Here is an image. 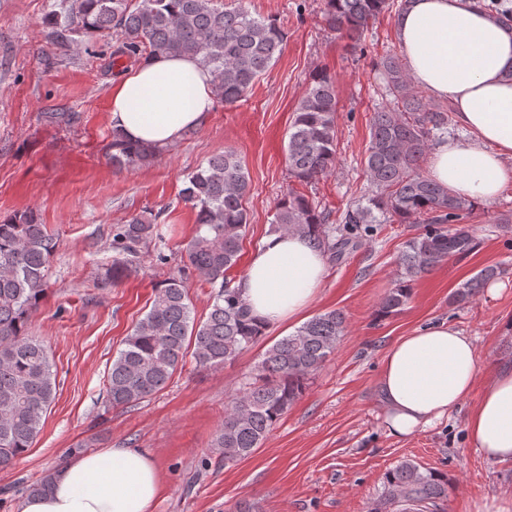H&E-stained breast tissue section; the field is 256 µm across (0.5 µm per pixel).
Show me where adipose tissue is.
<instances>
[{
  "instance_id": "obj_1",
  "label": "adipose tissue",
  "mask_w": 512,
  "mask_h": 512,
  "mask_svg": "<svg viewBox=\"0 0 512 512\" xmlns=\"http://www.w3.org/2000/svg\"><path fill=\"white\" fill-rule=\"evenodd\" d=\"M396 37L413 84L449 101L466 141L437 144L431 179L470 201H495L512 182V29L474 0H411ZM215 106L211 75L196 58L159 55L112 88L109 121L132 142L165 147L204 123ZM326 273L306 236L278 232L252 255L238 285L266 328L300 320ZM480 372L474 339L447 323L398 337L379 374L384 424L408 437L447 417L471 395ZM476 451L512 463V365L499 366L466 420ZM160 493L153 457L133 448L73 455L50 489L26 497L21 512H151Z\"/></svg>"
}]
</instances>
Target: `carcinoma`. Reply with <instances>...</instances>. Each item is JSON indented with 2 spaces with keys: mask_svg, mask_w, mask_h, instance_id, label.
I'll return each instance as SVG.
<instances>
[{
  "mask_svg": "<svg viewBox=\"0 0 512 512\" xmlns=\"http://www.w3.org/2000/svg\"><path fill=\"white\" fill-rule=\"evenodd\" d=\"M392 0H324L326 28L355 45ZM56 43L69 46L88 34L115 39L112 65L142 62L152 55L197 57L210 70L215 99L234 103L251 89L279 56L287 34L276 20L255 17L222 0H61L51 13ZM385 95L394 107L374 112L365 170L370 184L365 202L346 211L342 228L329 223L306 195L289 190L278 202L272 223L277 232L306 235L313 245L338 260L354 246V231L364 225L422 224L406 241L395 283L382 298L377 315L390 316L409 300L416 281L446 259L477 247L462 224L474 203L461 199L419 170L436 135L455 125L452 108L432 104L410 88L399 58L377 62ZM336 90L333 77L310 75L288 135V171L312 184L336 165ZM112 165L130 168L160 153L132 145L112 132ZM248 172L237 154L226 150L187 176L181 197L195 211L196 231L184 248L183 267L215 288L207 318H192L189 285L182 274L156 286L152 304L126 336L124 348L107 374V399L113 407L142 400L161 390L187 354L202 368L233 363L255 344L263 330L255 323L226 273L236 265L248 223L244 200ZM159 214H134L112 226V264L98 274V286L112 287L140 264L142 248L158 236ZM57 238L31 212L0 220V470L12 467L43 428V415L56 397V373L47 347L28 332L29 319L47 291V272ZM501 274L481 270L458 289L466 300ZM343 314L321 313L295 333L270 346L242 386L213 447L226 460H241L261 447L277 422L306 389L345 335ZM448 498V476L405 460L385 474L383 492L370 512L435 508Z\"/></svg>",
  "mask_w": 512,
  "mask_h": 512,
  "instance_id": "obj_1",
  "label": "carcinoma"
}]
</instances>
